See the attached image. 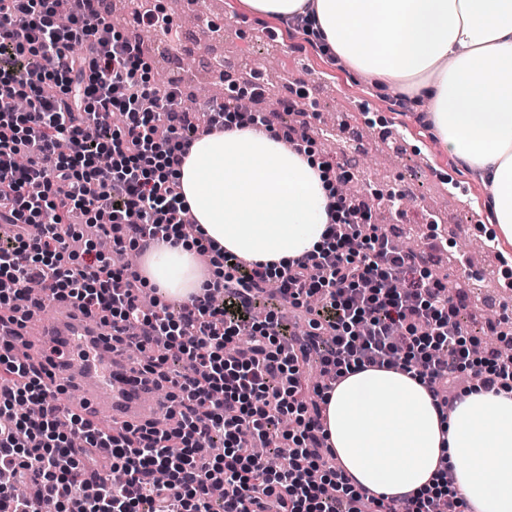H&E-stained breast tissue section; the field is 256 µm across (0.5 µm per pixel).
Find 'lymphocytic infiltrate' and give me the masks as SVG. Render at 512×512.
<instances>
[{
	"label": "lymphocytic infiltrate",
	"instance_id": "f902f5d3",
	"mask_svg": "<svg viewBox=\"0 0 512 512\" xmlns=\"http://www.w3.org/2000/svg\"><path fill=\"white\" fill-rule=\"evenodd\" d=\"M103 0H0V512H463L452 479L440 494L378 498L349 485L322 427L329 382L368 367L414 371L441 409L458 377L512 388V360L476 352L461 305L421 251L397 248L375 228L365 202L339 196L341 217L326 248L278 273L224 254V280L171 309L141 304L136 272L97 247L71 250L76 225L97 226L122 250L159 234L201 232L177 171L201 132L224 126V106L172 110L170 90L148 79L142 46L114 30ZM112 324V340L145 355L154 388L166 389L167 431L147 422L104 428L70 413L84 438L59 430L54 369L65 353L16 358L15 312L42 308L23 289ZM266 316H259L262 304ZM194 364L179 372L170 360ZM323 384L309 386L308 365ZM295 429L288 460L270 468L242 433L265 444L282 418ZM222 443L223 455L213 454Z\"/></svg>",
	"mask_w": 512,
	"mask_h": 512
}]
</instances>
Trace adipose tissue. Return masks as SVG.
Masks as SVG:
<instances>
[{
    "label": "adipose tissue",
    "instance_id": "ef3b65f1",
    "mask_svg": "<svg viewBox=\"0 0 512 512\" xmlns=\"http://www.w3.org/2000/svg\"><path fill=\"white\" fill-rule=\"evenodd\" d=\"M257 16L309 17L352 71L407 94L444 150L477 171L499 237L512 243V0H243ZM205 241L278 270L321 249L336 181L317 154L225 122L179 171ZM156 297L188 303L212 277L193 239L143 252ZM323 428L352 484L376 497L433 489L455 469L467 512H512V390L476 388L440 412L415 373L365 368L333 383Z\"/></svg>",
    "mask_w": 512,
    "mask_h": 512
}]
</instances>
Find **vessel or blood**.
Listing matches in <instances>:
<instances>
[{
  "mask_svg": "<svg viewBox=\"0 0 512 512\" xmlns=\"http://www.w3.org/2000/svg\"><path fill=\"white\" fill-rule=\"evenodd\" d=\"M55 318L45 324L40 316L26 319L21 329L27 337L80 336L91 356L81 372L65 371L64 384L78 391L86 417L106 416L113 425L140 424L165 416L168 403L156 397L122 348L113 347L111 327L66 302H55Z\"/></svg>",
  "mask_w": 512,
  "mask_h": 512,
  "instance_id": "vessel-or-blood-1",
  "label": "vessel or blood"
}]
</instances>
